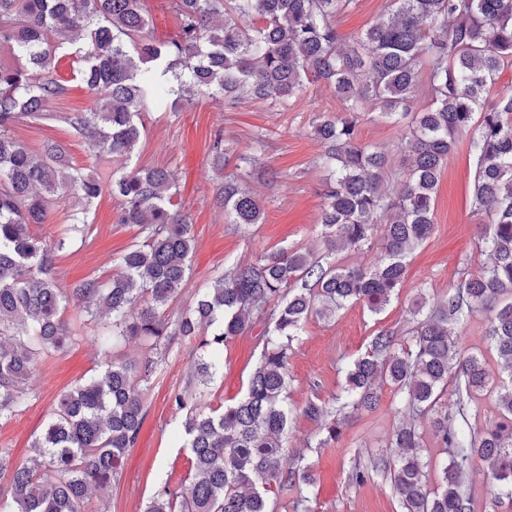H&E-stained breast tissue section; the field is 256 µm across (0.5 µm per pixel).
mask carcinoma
Returning <instances> with one entry per match:
<instances>
[{"label":"carcinoma","mask_w":512,"mask_h":512,"mask_svg":"<svg viewBox=\"0 0 512 512\" xmlns=\"http://www.w3.org/2000/svg\"><path fill=\"white\" fill-rule=\"evenodd\" d=\"M357 0H172L177 31L156 36L145 0H0V421L29 403L36 367L92 326L100 366L64 392L18 464L0 455V512H94L95 492L116 478L138 441L146 411L152 354L175 340L199 351L196 393L172 392L178 413L205 396L224 346L264 323L263 346L245 394L209 411L187 414L183 434L189 485L160 486L144 512H275L268 493L310 482L304 457L288 448V350L312 315L325 319L348 304L378 314L399 295L407 255L434 231L437 186L457 138L470 134L477 164L474 209L488 218L481 242L488 263L448 289L440 307L425 297L408 310V337L380 331L345 367L339 410H372L389 386L400 412L429 421L444 448L439 483L430 488L422 461L425 433L409 420L393 429L390 481L400 512H474L464 479L485 463L501 490L488 512L512 503V94L490 95L512 66V0H389L387 19L350 41L336 17ZM76 79L95 106L61 116L117 167L75 168L56 143L30 151L15 135L24 120L49 117L69 91L60 50L68 34ZM312 82L331 87L341 110L312 121L328 172L319 219L322 251L268 249L197 291L175 318L169 305L184 288L195 246L190 216L174 202L178 177L131 160L146 133L145 117L167 104L247 98L272 112L300 98ZM430 98L413 103L419 88ZM402 124L398 149L406 160L396 193L385 189L389 158L360 142L365 115ZM212 152L224 168V130ZM237 172L224 175L216 198L234 224L261 223L262 200ZM110 188L120 200L118 223L135 224L141 240L115 258L108 282L88 276L62 287L56 257L86 241L87 212ZM66 199L84 204L53 239L35 233ZM382 231L384 252L370 266L345 263ZM84 302L64 316L70 298ZM483 317L492 370L484 355L462 347L457 332ZM132 338L145 342L139 359L121 355ZM491 396L495 414L481 420L478 400ZM304 415L323 419L317 447L342 437L346 415L308 403Z\"/></svg>","instance_id":"cac0c4a2"}]
</instances>
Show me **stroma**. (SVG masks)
<instances>
[{
    "label": "stroma",
    "mask_w": 512,
    "mask_h": 512,
    "mask_svg": "<svg viewBox=\"0 0 512 512\" xmlns=\"http://www.w3.org/2000/svg\"><path fill=\"white\" fill-rule=\"evenodd\" d=\"M388 0H357L351 11L338 16L337 30L343 39L357 36L387 12ZM94 106L93 96L72 82L69 94L53 104L55 119L33 124L21 122L17 137L30 149L41 150L49 140L66 151L73 167L89 168L97 161L91 146L74 135L59 120L62 112L86 111ZM341 103L333 89L323 84L309 85L307 91L287 110L270 112L252 102L226 109L223 101L203 99L195 106L166 108L147 120V135L133 157L140 167H168L179 176L177 201L193 219L195 252L192 274L182 295L168 308L177 313L192 299L196 289L210 285L223 271L253 259L264 250L296 244H314L323 204L325 172L319 157L322 148L311 133V121L320 112H337ZM223 129L230 159L224 170L212 164L210 134ZM267 131L268 139L256 145L253 137ZM398 127L378 119H365L360 128L362 142L389 153L386 187L397 186L405 170L397 149ZM241 154L260 156L262 163L276 168L281 176L264 183L260 170L246 176L247 185L263 200L262 223L240 227L226 223L224 211L215 202V192L225 173L236 170ZM476 158L469 148L468 135H460L442 170L434 210L435 231L407 258L404 286L398 297L379 313L350 304L335 319L313 316L305 324L298 341L289 350L288 369L292 386L288 404L293 410L290 424L291 446L305 455L312 482L302 490L290 489L278 497L279 512H294L298 496L309 499L310 512H400L399 495L382 471L371 470L366 482L352 483L354 466L369 467L371 461L388 458L387 439L401 414L390 388H383L377 409L352 415L341 440L330 448L317 447L320 423L304 415L308 402L330 405L344 383V366L364 352L379 331L403 334L407 309L418 296L428 305L440 303L451 284L462 275L475 274L485 257L478 247V226L484 216L471 207ZM119 200L102 194L90 212L88 242L78 243L56 260L62 286L73 285L93 275L109 280L116 268L117 252L138 241L135 226L117 221ZM263 324L232 338L224 349L221 368L203 399L204 406L218 407L238 399L262 349ZM197 362L191 345L174 342L155 357V370L146 399L147 413L137 444L127 453L121 474L95 500L97 512H143L156 488L164 482L179 484L187 474L186 451L180 433L184 413L174 412L167 401L172 390H193ZM92 333L56 353L49 364L37 367L29 382L28 409L13 419L0 422V453L18 463L31 454V442L54 409L60 394L77 380L96 370Z\"/></svg>",
    "instance_id": "1"
}]
</instances>
